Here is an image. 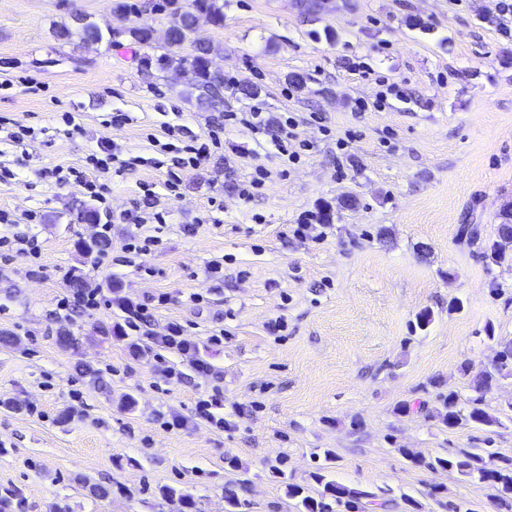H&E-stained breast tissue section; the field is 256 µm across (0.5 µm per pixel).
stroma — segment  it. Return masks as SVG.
Returning a JSON list of instances; mask_svg holds the SVG:
<instances>
[{
    "label": "stroma",
    "instance_id": "35a3bbf8",
    "mask_svg": "<svg viewBox=\"0 0 512 512\" xmlns=\"http://www.w3.org/2000/svg\"><path fill=\"white\" fill-rule=\"evenodd\" d=\"M507 5L331 0L308 16L295 0H224L223 28L200 29L224 72V109L207 112L188 75L141 70L160 44L56 38L77 12L121 28L112 0H0V117L36 133L22 145L0 138V163L17 174L0 184V209L17 218L8 234L35 237L41 252L0 259V330L17 338L0 347V512H177L166 486L199 512H224L230 458L248 469L242 512H296L286 483L315 492L309 474L328 450L330 477L395 500L389 512H406L407 495L442 512L432 484L467 512H498L493 488L415 467L399 450L512 455V377L484 395L499 425L450 429L435 416L441 395L472 397L462 367L491 364L490 335L512 338V265L489 258L512 208ZM386 81L404 94L380 106ZM256 105L298 120L309 144L298 163L269 136L225 125V113ZM208 136L217 149L181 169L178 149ZM165 138L175 149L158 168L152 143ZM104 140L140 162L106 175L108 208L85 224L92 199L41 171L81 167ZM259 168L263 189L242 201L239 185ZM149 207L163 215L158 245L124 252L131 214ZM105 224L107 252L84 255ZM465 224L480 225L479 241L462 236ZM75 269L99 306L66 316L57 303ZM160 294L154 333L181 324L208 374L127 327L128 305ZM62 329L72 345L59 344ZM219 330L224 342L212 344ZM216 383L221 431L196 411ZM174 415L186 426L169 428Z\"/></svg>",
    "mask_w": 512,
    "mask_h": 512
}]
</instances>
